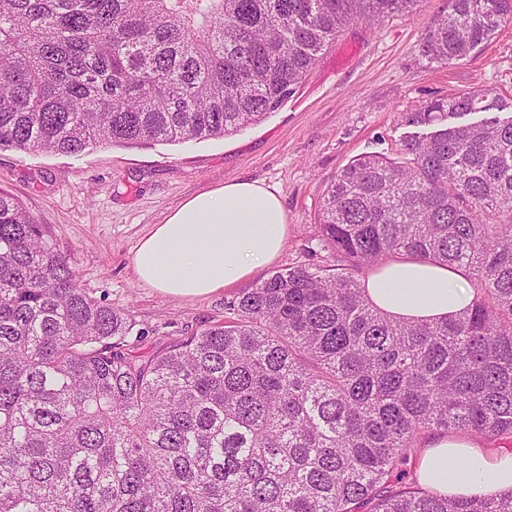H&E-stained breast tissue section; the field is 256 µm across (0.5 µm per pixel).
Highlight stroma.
Instances as JSON below:
<instances>
[{
  "label": "stroma",
  "mask_w": 512,
  "mask_h": 512,
  "mask_svg": "<svg viewBox=\"0 0 512 512\" xmlns=\"http://www.w3.org/2000/svg\"><path fill=\"white\" fill-rule=\"evenodd\" d=\"M448 0H419L378 25L347 26L301 86L259 125L224 138L139 147L103 145L80 155L0 150V189L17 197L72 261L82 288L129 313L159 351L223 321L228 302L256 279L197 298L141 282V240L188 198L226 182L257 180L279 192L288 237L274 268L324 263L318 232L330 183L351 160L395 158L425 102L478 89L512 92V18L473 59L440 65L421 47L448 15Z\"/></svg>",
  "instance_id": "stroma-1"
}]
</instances>
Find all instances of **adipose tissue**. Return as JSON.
Listing matches in <instances>:
<instances>
[{
	"label": "adipose tissue",
	"mask_w": 512,
	"mask_h": 512,
	"mask_svg": "<svg viewBox=\"0 0 512 512\" xmlns=\"http://www.w3.org/2000/svg\"><path fill=\"white\" fill-rule=\"evenodd\" d=\"M288 219L277 192L233 181L202 192L155 225L134 255L140 281L177 297H200L248 279L282 250ZM368 298L403 320H432L468 308L474 293L462 270L400 259L371 272ZM418 478L448 496L480 497L512 488V453H492L474 439L439 436L422 457Z\"/></svg>",
	"instance_id": "ef3b65f1"
}]
</instances>
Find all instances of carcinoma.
I'll use <instances>...</instances> for the list:
<instances>
[{
	"mask_svg": "<svg viewBox=\"0 0 512 512\" xmlns=\"http://www.w3.org/2000/svg\"><path fill=\"white\" fill-rule=\"evenodd\" d=\"M419 0H0V148L78 155L233 135L268 117L352 22ZM512 0H450L423 55L473 57ZM491 91L403 116V160L328 186L333 262L279 269L231 316L142 355L0 190V512H512L409 481L431 435L512 440V116ZM464 268L471 306L405 322L360 274Z\"/></svg>",
	"mask_w": 512,
	"mask_h": 512,
	"instance_id": "1",
	"label": "carcinoma"
}]
</instances>
